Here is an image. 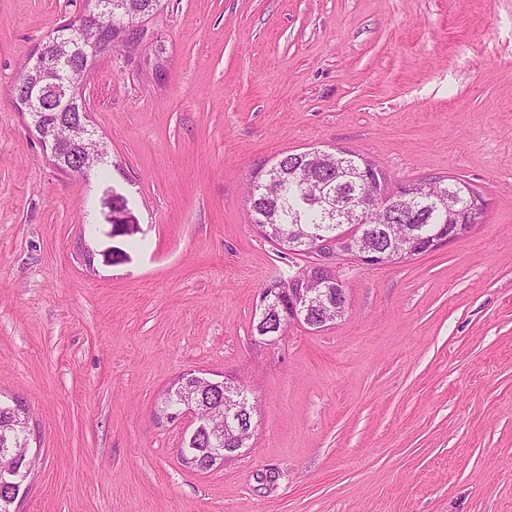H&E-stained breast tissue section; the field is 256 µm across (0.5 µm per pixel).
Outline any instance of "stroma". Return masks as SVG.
I'll list each match as a JSON object with an SVG mask.
<instances>
[{
    "label": "stroma",
    "mask_w": 512,
    "mask_h": 512,
    "mask_svg": "<svg viewBox=\"0 0 512 512\" xmlns=\"http://www.w3.org/2000/svg\"><path fill=\"white\" fill-rule=\"evenodd\" d=\"M82 0H0V397L40 458L18 512H512V0H161L84 80L110 180L58 169L12 88ZM342 147L396 185L444 175L486 205L398 264L340 258L348 309L253 342L263 284L294 274L247 216L288 151ZM142 249L106 262L105 185ZM257 403L207 473L180 373ZM187 437L184 438V440ZM184 440L182 443V448L180 449L181 456L189 463V466L199 472H206L210 470L217 462H223L226 459H229L234 456V452L240 450L241 448H224L225 439L217 440L215 439L209 430L205 427L204 430H200L196 436L188 443L187 448H185ZM189 448H195L193 452L197 455L198 459L206 460L207 459V448H214L213 457L207 464H197L195 463L194 457L189 458ZM181 461L184 465L182 457ZM187 466V465H186Z\"/></svg>",
    "instance_id": "1"
}]
</instances>
